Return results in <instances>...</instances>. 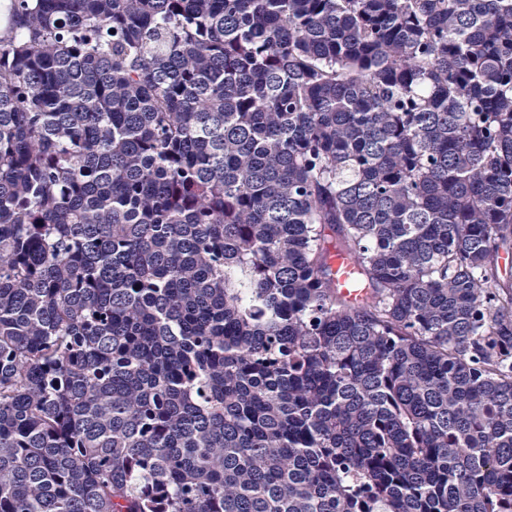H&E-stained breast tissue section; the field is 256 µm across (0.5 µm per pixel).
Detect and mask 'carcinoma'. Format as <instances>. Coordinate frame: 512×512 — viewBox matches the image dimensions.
I'll use <instances>...</instances> for the list:
<instances>
[{
    "label": "carcinoma",
    "mask_w": 512,
    "mask_h": 512,
    "mask_svg": "<svg viewBox=\"0 0 512 512\" xmlns=\"http://www.w3.org/2000/svg\"><path fill=\"white\" fill-rule=\"evenodd\" d=\"M509 249L512 0H9L0 512H512ZM330 263L336 276V283L342 293L351 298H358L363 295L365 288H361L355 265L348 256L341 253L333 254Z\"/></svg>",
    "instance_id": "cac0c4a2"
}]
</instances>
